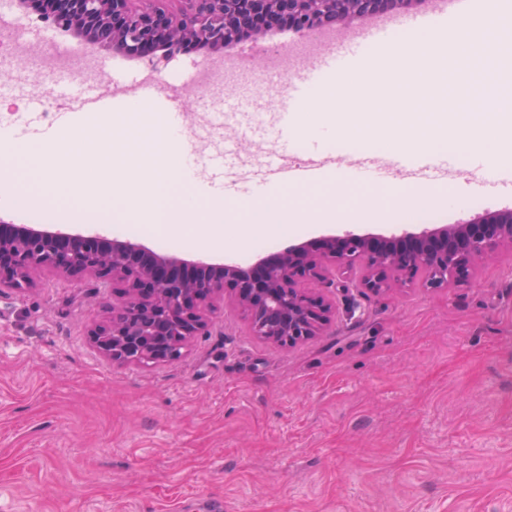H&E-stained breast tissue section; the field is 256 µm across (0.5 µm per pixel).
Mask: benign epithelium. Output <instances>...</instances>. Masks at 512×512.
Segmentation results:
<instances>
[{"label": "benign epithelium", "mask_w": 512, "mask_h": 512, "mask_svg": "<svg viewBox=\"0 0 512 512\" xmlns=\"http://www.w3.org/2000/svg\"><path fill=\"white\" fill-rule=\"evenodd\" d=\"M47 17L86 44L149 63L185 48L232 52L284 24L300 37L348 19L387 14L407 0H40ZM512 246V210L466 224L384 237L348 231L290 246L252 266L155 254L130 241L69 234L0 218V295L24 294L46 276L104 288L106 317L90 325L95 351L118 367L181 360L195 337L219 324L224 306L244 314L249 335L295 347L325 334L330 288L350 283L379 295L396 287L467 284L476 267Z\"/></svg>", "instance_id": "7a95c632"}]
</instances>
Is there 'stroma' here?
I'll list each match as a JSON object with an SVG mask.
<instances>
[{
	"mask_svg": "<svg viewBox=\"0 0 512 512\" xmlns=\"http://www.w3.org/2000/svg\"><path fill=\"white\" fill-rule=\"evenodd\" d=\"M310 60L307 38L292 37L280 62L243 73L219 63L210 94L184 88L187 112L230 98L233 113L205 154L222 148L243 175L280 151L266 121L288 85L286 72ZM432 85L341 97L334 114L312 102L313 131H341L347 150L376 137L391 113L446 111ZM123 113L86 117L58 168L67 178L81 146L123 154ZM463 162L428 184L432 200L393 219L349 225L284 224L272 253L351 230L398 236L420 231L418 211L444 223L512 209V197L455 198ZM381 186L349 181L293 189L310 200L333 193L340 208L379 196ZM71 233L132 240L156 249L144 224L65 223ZM267 250L237 253L179 243L180 256L254 264ZM86 281L44 277L37 288L0 296V512H512V249L476 268L469 284L427 291L405 287L374 296L337 290L324 336L277 348L246 332L240 311L224 329L197 337L181 361L119 368L87 336L103 309Z\"/></svg>",
	"mask_w": 512,
	"mask_h": 512,
	"instance_id": "35a3bbf8",
	"label": "stroma"
}]
</instances>
